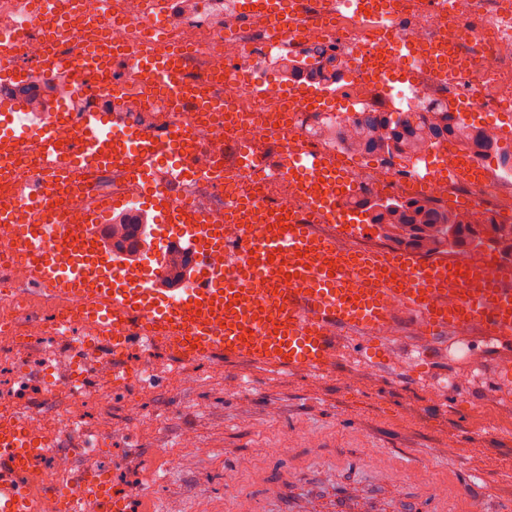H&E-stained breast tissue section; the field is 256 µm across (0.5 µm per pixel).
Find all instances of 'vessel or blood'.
Listing matches in <instances>:
<instances>
[{
  "instance_id": "1",
  "label": "vessel or blood",
  "mask_w": 512,
  "mask_h": 512,
  "mask_svg": "<svg viewBox=\"0 0 512 512\" xmlns=\"http://www.w3.org/2000/svg\"><path fill=\"white\" fill-rule=\"evenodd\" d=\"M52 2L36 0L13 39L0 43V58L6 59L29 31L39 30L47 50L36 71L5 68L0 77L27 83L39 74L70 92L74 66L88 73L120 66L124 54L101 40L77 56L57 55L53 46L70 34L71 22L51 17ZM236 3L240 11L268 15L281 40L298 39L300 30L289 19L296 0ZM174 9L175 0H149L142 27L155 31L156 18ZM183 68L180 54H161L147 66L150 88L203 109L212 93L197 83L173 81ZM63 118L55 110L31 115L41 165L35 176L18 180L9 154H0V179L17 186L0 199V227L9 231L14 254L30 264L36 283L51 286L53 295L85 303L89 321L102 328L113 351L133 343L162 345L182 362L222 356L324 374L339 357V333L378 338L404 312L416 315L433 339L462 323L479 326L492 340L512 337V260L500 253L459 261L453 270L447 258L422 262L406 249L344 250L335 238L319 232V225L344 223L360 235L372 231L359 214L343 215L337 206V197L351 181L334 158L319 153L306 157L289 148L287 168L310 200L306 218L280 209L231 245L223 225L188 205L168 203L164 193L189 169L194 150L189 131L163 143L149 133H122L120 117L86 112L77 139L63 148L54 137ZM167 148L178 154L177 165L160 164ZM115 158L125 162L129 182L146 190L141 209L153 214L133 254L113 250L104 236L106 219L126 204L123 197H97L86 223L77 225L67 224L63 208L44 210L37 197L44 183L70 185L76 174L103 169ZM180 246L194 260L179 287L170 288L163 282L165 257ZM222 251L228 253L229 265L218 269L211 256ZM490 260L501 268L494 278L485 274ZM132 267L138 269L139 281L128 279ZM50 448L14 411L0 408V512H41L25 476ZM72 481L75 493L62 495L53 487L46 491L59 512H133L128 495L113 491L105 475L77 474Z\"/></svg>"
}]
</instances>
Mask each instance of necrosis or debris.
Segmentation results:
<instances>
[{
    "instance_id": "obj_1",
    "label": "necrosis or debris",
    "mask_w": 512,
    "mask_h": 512,
    "mask_svg": "<svg viewBox=\"0 0 512 512\" xmlns=\"http://www.w3.org/2000/svg\"><path fill=\"white\" fill-rule=\"evenodd\" d=\"M75 2L79 15L110 16L104 39L109 46L129 53L123 69L98 80L74 70L72 78L79 89L76 111H107L117 90L124 91L128 101L138 102L148 80L143 60L171 45L187 54L184 76L223 77L216 94L223 98L225 108L253 111L250 92L255 87L263 90L264 109L255 110L259 113L256 121L243 125L225 127L223 111L205 112L197 118L189 107L163 101L144 106L141 118L129 122L130 127L160 138L187 122H196L201 143L190 157L195 175L179 182L171 196L175 203L189 204L222 223L224 236L232 243L264 223L265 207L283 205L299 217L308 210L301 188L280 163L270 160L246 168L231 184L212 178L237 150H262L273 125L288 124L304 151L330 148V141L320 134L321 127H346L362 113L377 110V92L383 85L394 103L456 101L467 112L462 120L465 127L497 138L502 135L504 118L512 114V0H398L375 24L357 13L352 0H307L306 10L297 16L302 37L289 45L272 40V25L265 14H241L234 0H225L220 23L211 14L216 0H198L196 9L181 23L161 22L158 38L147 35L139 25L145 0ZM433 44L447 48L448 61L456 68L451 78L436 76L420 58V51ZM317 49L341 52L346 59L336 79L323 85L324 90L334 92V100L310 107L286 106L288 84L267 69V62L284 55L300 60ZM335 155L356 186L355 194L343 200L346 210H357L361 194L389 190L401 198L422 195L446 207L468 203L469 213L478 220L490 211L512 218V170L492 166L478 181L453 175L454 166L474 159L472 150L448 143L439 152L417 154L414 162L400 168L351 149H336ZM126 185L124 170L115 165L96 174L87 192L65 195L47 186L44 204H62L69 223L79 224L96 196L122 192ZM243 195L255 197L259 204L251 223L225 220V209ZM30 279L29 267L10 249L9 233L0 229V334L12 339L18 388L27 385L29 342L47 336L66 342L73 363L97 373L100 364L90 342L95 330L83 318L81 307L26 293ZM69 391L64 424L77 432L85 455H99L98 431L82 425L81 409L91 391L83 384L70 386Z\"/></svg>"
}]
</instances>
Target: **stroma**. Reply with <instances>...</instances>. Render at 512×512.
Wrapping results in <instances>:
<instances>
[{"instance_id": "stroma-1", "label": "stroma", "mask_w": 512, "mask_h": 512, "mask_svg": "<svg viewBox=\"0 0 512 512\" xmlns=\"http://www.w3.org/2000/svg\"><path fill=\"white\" fill-rule=\"evenodd\" d=\"M49 350L58 363L51 395L38 380ZM420 350L430 358L416 379L409 361ZM30 354L35 380L18 405L53 434L68 401L60 379L69 355L43 341ZM153 361L159 373L146 387L92 375L83 408L84 426L107 442L85 467L111 471L116 492L143 490L138 512H225L229 467L254 512H273L266 488L286 474L297 507L406 512L410 499H426L419 475L403 469L409 457L448 486L447 499L429 501L433 512H471L457 487L474 472L500 507L512 506V387L500 375L512 365V339L489 344L477 328L435 348L406 331L380 342L348 337L322 376L221 358L185 366L160 346ZM451 443L459 454L449 461L441 453ZM284 445L285 460L273 454Z\"/></svg>"}]
</instances>
